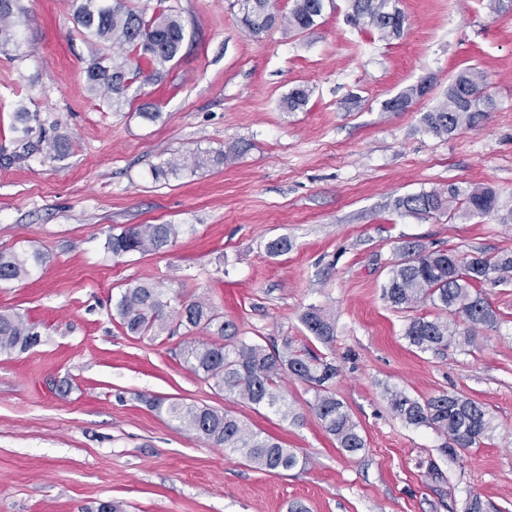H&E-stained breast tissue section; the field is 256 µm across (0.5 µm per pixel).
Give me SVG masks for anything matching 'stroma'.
I'll return each mask as SVG.
<instances>
[{
  "label": "stroma",
  "instance_id": "obj_1",
  "mask_svg": "<svg viewBox=\"0 0 512 512\" xmlns=\"http://www.w3.org/2000/svg\"><path fill=\"white\" fill-rule=\"evenodd\" d=\"M181 19L186 40L161 74L128 69L120 108L86 89L96 57L124 49L88 35L73 0H17V38L0 48V146L12 147L15 110L56 123L68 156L0 166V251L37 248L47 265L0 284V310L34 323L42 342L0 354V512H85L111 500L122 512H461L479 494L487 512H512V285L492 290L496 328L474 345L426 352L404 337L409 316L382 296L406 241L512 253V0H399L404 33L347 22L333 0L316 26L259 35L239 0H127ZM468 68L485 72L492 108L477 130L437 136L423 117ZM429 91L402 112L385 103L409 86ZM302 109L287 111L296 87ZM157 111L147 121L144 103ZM234 161L221 157L229 149ZM208 163L165 178L171 157ZM489 186L499 210L466 217L457 202L429 216L399 198L450 185ZM134 224H180L168 247L107 255L108 234ZM284 237L287 253L269 241ZM150 283L207 298L239 335L310 345L338 369L332 386L366 448H338L308 413L303 386L287 400L302 425L225 396L183 364L184 329L128 334L113 315L121 291ZM324 309L334 340L301 322ZM390 390L456 393L485 404L497 430L486 445L443 455L433 430L406 426ZM153 397L225 410L306 460L268 473L210 445L149 407Z\"/></svg>",
  "mask_w": 512,
  "mask_h": 512
}]
</instances>
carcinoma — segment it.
I'll return each mask as SVG.
<instances>
[{
    "mask_svg": "<svg viewBox=\"0 0 512 512\" xmlns=\"http://www.w3.org/2000/svg\"><path fill=\"white\" fill-rule=\"evenodd\" d=\"M16 0H0V47L16 38L10 23ZM242 23L251 33L273 27L276 15L270 0H242ZM351 20L373 27L384 38L403 34L405 18L396 0H349ZM324 0H295L287 30L305 31L316 25L323 15ZM76 21L91 35L104 42L127 47L148 58L156 73L172 62L185 40V28L178 16L164 13L146 17L145 10L125 5L124 0H82L76 9ZM127 83L124 65L112 67L99 60L86 68V85L90 92L119 103ZM486 74L475 68L461 72L448 86V96L439 107L427 113L424 121L432 133L447 135L460 127L477 129L488 118L490 99L484 94ZM422 85L412 86L386 102L390 112L402 111L412 98L422 96ZM307 89H293L285 107L295 111L306 105ZM15 130L20 133L19 148L0 155L12 163L25 161L35 154L61 159L69 150V139L51 135L40 118L24 105L16 109ZM204 158L199 155L179 156L156 169L165 177L191 164L198 168ZM450 198L459 201L464 214L484 216L498 209V195L487 186L456 185L448 188ZM398 207L417 215H432L443 209L444 202L435 192L408 195ZM181 233L179 224H135L120 233L107 235L104 250L114 257L134 252H156L168 246ZM399 259L392 266L383 286V297L391 305L411 310L430 302L441 311L428 319L412 317L404 336L410 345L426 352L450 344L471 345L480 330L498 324L486 293L512 283V254L490 256L483 253L460 258L446 249L429 248L421 242H404L398 247ZM49 256L33 248L0 252V284L23 281L47 265ZM170 301L149 283L125 288L114 305L115 316L127 333L135 336H158L168 330L170 317L177 318L187 331L208 330L218 325L217 337L200 340L194 336L185 341L183 362L193 373L213 383L214 388L256 407L275 412L292 423H300L297 413L285 396L283 381L290 377L306 386L312 394L307 401L310 413L321 422L343 451L354 454L365 448L366 441L359 425L352 419L344 403L336 398L331 384L337 369L332 362L310 348L289 349L264 345L238 335L234 325L220 320V314L209 300L196 297L179 302L167 312ZM306 330L320 343L328 345L334 338V326L328 314L311 306L301 317ZM41 342V334L18 312L0 311V353L24 351ZM389 407L405 425L426 427L446 438L440 448L443 454L470 448L493 438L495 426L492 412L483 404L463 396L441 392L429 398H415L402 391H391ZM149 405L166 414L180 427L215 447L240 454L256 468L277 473L305 464L294 451L279 442L261 436L227 411L206 406L166 402L154 398Z\"/></svg>",
    "mask_w": 512,
    "mask_h": 512,
    "instance_id": "obj_1",
    "label": "carcinoma"
}]
</instances>
